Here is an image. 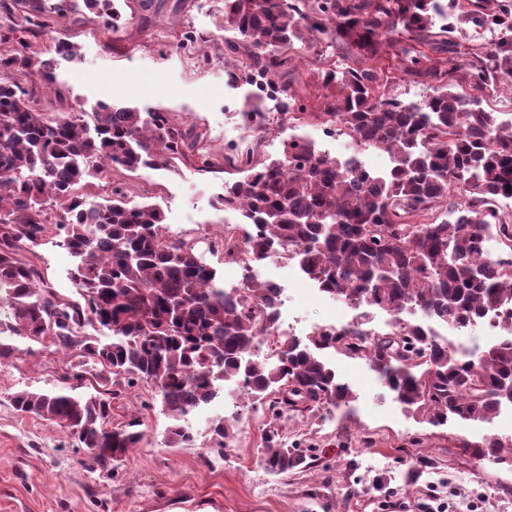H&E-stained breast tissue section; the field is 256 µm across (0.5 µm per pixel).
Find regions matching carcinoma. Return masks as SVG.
<instances>
[{"instance_id": "cac0c4a2", "label": "carcinoma", "mask_w": 512, "mask_h": 512, "mask_svg": "<svg viewBox=\"0 0 512 512\" xmlns=\"http://www.w3.org/2000/svg\"><path fill=\"white\" fill-rule=\"evenodd\" d=\"M84 9L113 15L112 0H0V361L13 357V336L48 342L69 358L65 376L76 381L16 392L15 411L99 449L95 461L117 462L144 430L137 417L108 427L112 386L152 383L173 420L167 446L179 447L195 441L187 417L230 380L277 417L288 407L350 408L354 393L328 351L366 360L396 401L433 426L486 421L512 405V335L477 356L403 318L419 312L461 330L512 309V263L474 257L492 230L512 251V216L500 213L512 199V122L482 107L512 85V0H224V55L288 100L292 129L333 126L396 156L380 176L359 157L332 158L298 133L281 157L262 161L260 124L221 160L203 133L163 108L38 111L17 77L55 83L36 39L55 17ZM457 20L500 36L466 47ZM318 33L329 34L350 65L324 72L321 111L309 112L290 90L289 52L297 43L312 47ZM388 61L431 94L420 103L386 101ZM189 156L205 172L226 165L237 174L224 181L222 199L254 228L244 270L271 257L295 262L324 294L393 315L391 330L363 328V311L304 340L279 336L277 287L246 274L242 291L228 296L194 242L166 231L158 205L134 201L121 182L99 201L79 192L107 169L136 173ZM51 232L76 259L70 296L37 264L35 247ZM240 245L224 234V261L239 262ZM264 336L276 337L275 361L253 358ZM86 386L92 391L74 394ZM502 441L472 444L473 457L512 466V446ZM304 462L277 433L265 435L267 471L286 475Z\"/></svg>"}]
</instances>
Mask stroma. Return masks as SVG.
Listing matches in <instances>:
<instances>
[{
  "label": "stroma",
  "instance_id": "obj_1",
  "mask_svg": "<svg viewBox=\"0 0 512 512\" xmlns=\"http://www.w3.org/2000/svg\"><path fill=\"white\" fill-rule=\"evenodd\" d=\"M112 4L119 26L111 32L89 12L59 19L52 36L73 42L76 59L57 67L53 89L38 97L40 111L90 112L101 99L143 112L164 108L203 132L214 154L242 142L245 90L226 75L234 62L224 57V0ZM188 31L200 40L184 49ZM292 66L293 90L317 106L323 62L310 51L295 54ZM110 178L128 182L137 201L158 205L167 231L194 240L200 260L225 284L240 280L242 267L215 249L225 231H245L238 213L215 202L224 173L200 171L187 159ZM36 252L53 286L71 292L68 252L50 238ZM262 274L290 296L296 337L358 318L345 302L322 296L297 266L276 262ZM13 343V358L0 363V512H429L442 501L454 512H512V469L476 460L469 449L487 435L512 438V410L486 424L432 426L407 412L365 360L328 355L356 396L353 414L326 405L312 417L291 411L281 419L289 445L317 456L281 476L258 463L267 405L233 386L190 416L196 442L186 448L166 447L170 420L152 385L120 388L113 424L139 417L145 436L123 462L97 464L58 427L12 408L15 392L63 385L59 354L19 337ZM234 413L232 433L216 443L212 421Z\"/></svg>",
  "mask_w": 512,
  "mask_h": 512
}]
</instances>
